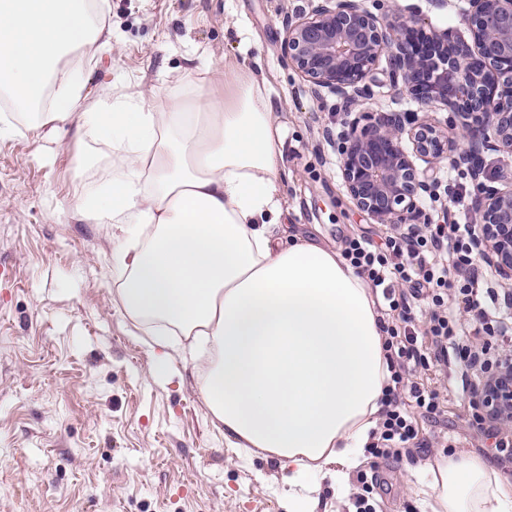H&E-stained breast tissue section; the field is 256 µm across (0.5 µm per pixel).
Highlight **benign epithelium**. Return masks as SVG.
<instances>
[{
  "instance_id": "1",
  "label": "benign epithelium",
  "mask_w": 512,
  "mask_h": 512,
  "mask_svg": "<svg viewBox=\"0 0 512 512\" xmlns=\"http://www.w3.org/2000/svg\"><path fill=\"white\" fill-rule=\"evenodd\" d=\"M463 22L469 38L424 31L421 20L400 15L385 24L364 0H318L308 14L284 19L283 50L293 67L317 90L349 106L365 95L360 83L386 57L393 79L424 103L443 105L459 119L467 148L451 158L472 178L484 174L481 155H512V0H468ZM452 143L435 126L407 130L393 112L358 128L349 122L337 143L345 185L357 207L379 224H413L419 200L434 186L419 179L414 159L442 158ZM477 257L512 281V188L482 186L475 203ZM473 402L512 423V364Z\"/></svg>"
}]
</instances>
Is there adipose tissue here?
Wrapping results in <instances>:
<instances>
[{
	"instance_id": "ef3b65f1",
	"label": "adipose tissue",
	"mask_w": 512,
	"mask_h": 512,
	"mask_svg": "<svg viewBox=\"0 0 512 512\" xmlns=\"http://www.w3.org/2000/svg\"><path fill=\"white\" fill-rule=\"evenodd\" d=\"M104 0H0V94L40 135L79 117L81 138L122 157L76 204L120 225L112 265L126 311L163 353L189 349L201 397L234 448L285 461L295 482L365 462L390 372L381 315L339 251L288 234L284 136L263 82L173 95L165 108L103 90L85 104L78 67L112 44ZM430 512H512V477L456 451L426 467Z\"/></svg>"
}]
</instances>
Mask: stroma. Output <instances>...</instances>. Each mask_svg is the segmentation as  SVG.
<instances>
[{"label": "stroma", "instance_id": "1", "mask_svg": "<svg viewBox=\"0 0 512 512\" xmlns=\"http://www.w3.org/2000/svg\"><path fill=\"white\" fill-rule=\"evenodd\" d=\"M112 48L82 73L95 102L105 86L140 91L151 105L189 91L188 76L223 94L249 71L265 80L284 131L282 195L291 231L342 249L349 237L382 243L387 225L360 210L343 182L336 149L350 120L398 112L406 125L425 119L452 140L454 112L431 108L391 81L379 61L359 106L312 84L288 65L281 42L286 16L309 0H107ZM386 19L414 14L428 31L462 32L467 0H365ZM58 144L16 122L0 140V512H290L292 473L275 456L230 447L199 385L201 368L175 360L152 374L145 326L120 303L111 266L121 232L74 211L87 188L111 175L120 157L81 141L76 120L59 124ZM87 165L77 166L76 154ZM439 186L512 187V156L487 151L474 181L449 159L416 160ZM462 368L437 375L444 398L436 422L419 424L425 445L400 458H368L337 496L332 467L307 481L316 512H356L368 494L377 512H423L427 463L448 448L499 457L494 440L469 426ZM377 475L365 492L358 474Z\"/></svg>", "mask_w": 512, "mask_h": 512}]
</instances>
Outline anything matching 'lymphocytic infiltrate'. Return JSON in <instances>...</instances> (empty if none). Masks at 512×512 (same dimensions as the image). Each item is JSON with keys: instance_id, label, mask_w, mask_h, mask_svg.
Returning a JSON list of instances; mask_svg holds the SVG:
<instances>
[{"instance_id": "1", "label": "lymphocytic infiltrate", "mask_w": 512, "mask_h": 512, "mask_svg": "<svg viewBox=\"0 0 512 512\" xmlns=\"http://www.w3.org/2000/svg\"><path fill=\"white\" fill-rule=\"evenodd\" d=\"M477 228L472 224L393 225L383 246L359 237L344 242L343 257L372 287L381 289L390 310L399 311L404 329L388 328L385 348L393 353L390 383L379 422L370 434V454L400 455L419 446L417 417L436 418L439 391L411 380L416 371L430 372L449 358L464 361L479 374L489 373L492 337L501 328L481 306L479 285L484 277L474 252ZM465 312H476L474 334L486 335L481 351H473L459 334L457 320L448 312V300ZM426 302L429 313L422 332L411 330V301Z\"/></svg>"}]
</instances>
